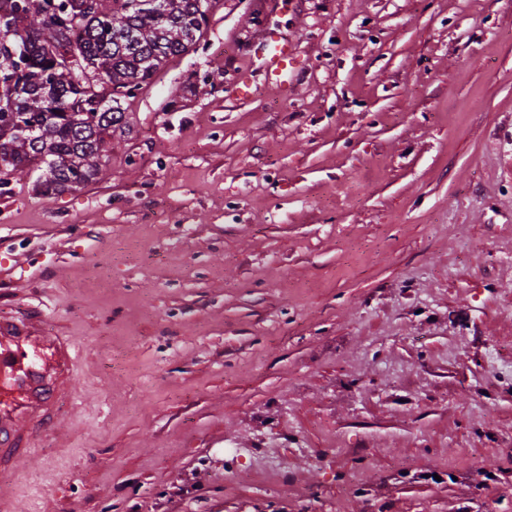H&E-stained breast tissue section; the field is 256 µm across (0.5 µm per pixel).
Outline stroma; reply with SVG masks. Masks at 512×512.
Masks as SVG:
<instances>
[{
    "label": "stroma",
    "mask_w": 512,
    "mask_h": 512,
    "mask_svg": "<svg viewBox=\"0 0 512 512\" xmlns=\"http://www.w3.org/2000/svg\"><path fill=\"white\" fill-rule=\"evenodd\" d=\"M121 107L0 185V314L80 348L21 512H512V0H212ZM264 61L262 73L269 84L288 85L292 80V45L288 38L279 34H269L263 41Z\"/></svg>",
    "instance_id": "35a3bbf8"
}]
</instances>
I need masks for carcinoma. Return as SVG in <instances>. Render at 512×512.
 <instances>
[{"instance_id":"1","label":"carcinoma","mask_w":512,"mask_h":512,"mask_svg":"<svg viewBox=\"0 0 512 512\" xmlns=\"http://www.w3.org/2000/svg\"><path fill=\"white\" fill-rule=\"evenodd\" d=\"M0 0V184L31 171L53 193L102 173L106 138L172 56L192 49L210 0ZM72 53L77 65L61 58Z\"/></svg>"}]
</instances>
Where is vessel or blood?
Segmentation results:
<instances>
[{"instance_id":"b4317fda","label":"vessel or blood","mask_w":512,"mask_h":512,"mask_svg":"<svg viewBox=\"0 0 512 512\" xmlns=\"http://www.w3.org/2000/svg\"><path fill=\"white\" fill-rule=\"evenodd\" d=\"M266 82L292 80V46L280 35L263 42ZM42 310L0 317V468H12L45 432H65L70 424L60 404L72 399L79 349L68 336L43 328Z\"/></svg>"}]
</instances>
